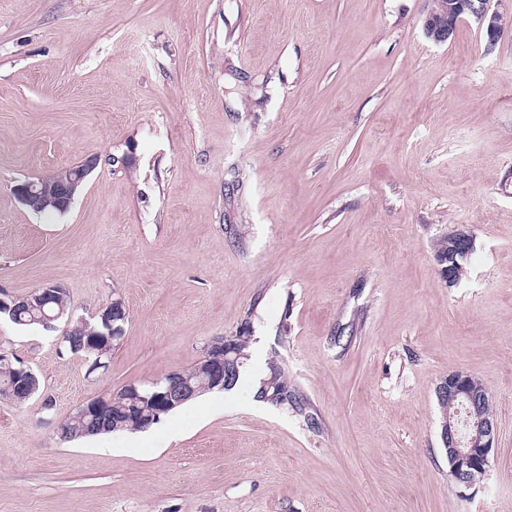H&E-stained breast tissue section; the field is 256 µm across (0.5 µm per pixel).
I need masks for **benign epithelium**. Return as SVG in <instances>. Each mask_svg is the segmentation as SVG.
I'll return each instance as SVG.
<instances>
[{"instance_id":"obj_1","label":"benign epithelium","mask_w":512,"mask_h":512,"mask_svg":"<svg viewBox=\"0 0 512 512\" xmlns=\"http://www.w3.org/2000/svg\"><path fill=\"white\" fill-rule=\"evenodd\" d=\"M503 0H448V15L433 9L427 11L423 28L426 37L435 43H446L457 26L470 18L486 38V52H491L504 31ZM98 165V158L88 157L76 166L60 169L52 174L26 179L14 186V194L22 205L33 212L52 208L64 213L70 208L78 188ZM446 250L435 253L440 279L450 286L458 283L455 270L466 261L474 246L473 236L463 229H452L444 234ZM64 292L59 285H49L30 293L31 306L53 300ZM239 354L227 338L217 339L206 346L199 358V373L204 388H224L234 371L238 370ZM165 388L155 391L150 398L164 395L166 402L146 415L144 427L161 420V415L196 395L198 388L183 380L173 371L151 383ZM439 400L448 399L457 405L452 412L443 411L440 423V441L448 455L449 476L456 483L470 486L480 481L490 466V456L496 437V423L490 413H483L487 393L471 374L457 370L440 379L436 386ZM112 404V396L92 399L80 406L76 413L81 418L100 416Z\"/></svg>"}]
</instances>
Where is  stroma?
<instances>
[{
	"label": "stroma",
	"instance_id": "1",
	"mask_svg": "<svg viewBox=\"0 0 512 512\" xmlns=\"http://www.w3.org/2000/svg\"><path fill=\"white\" fill-rule=\"evenodd\" d=\"M429 6L0 0V294L127 311L94 372L66 321L0 319L41 381L0 400V512H512V22L490 53L471 21L436 44ZM90 156L67 212L13 193ZM458 225L475 248L451 287L433 244ZM242 329L233 390L61 439L85 402ZM275 355L314 425L255 400ZM455 370L497 424L469 488L439 440Z\"/></svg>",
	"mask_w": 512,
	"mask_h": 512
}]
</instances>
